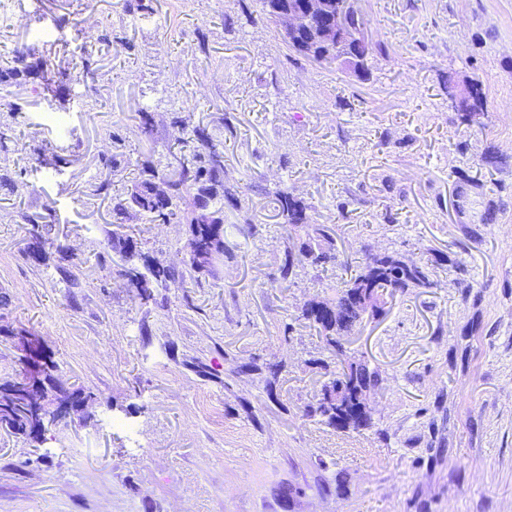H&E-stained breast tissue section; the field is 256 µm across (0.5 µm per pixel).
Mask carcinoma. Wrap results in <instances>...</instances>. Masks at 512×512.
I'll use <instances>...</instances> for the list:
<instances>
[{
    "instance_id": "cac0c4a2",
    "label": "carcinoma",
    "mask_w": 512,
    "mask_h": 512,
    "mask_svg": "<svg viewBox=\"0 0 512 512\" xmlns=\"http://www.w3.org/2000/svg\"><path fill=\"white\" fill-rule=\"evenodd\" d=\"M345 47L334 43L325 53L313 58L316 63L336 61L347 65ZM35 51L27 48L16 50L10 57L0 59V80L39 79V88L49 90L52 74H66V69H48V60L35 62L30 58ZM83 92L81 96L99 95L103 78L99 75L93 50H84L82 57ZM180 153L178 165L171 171L158 167L153 156L142 154L135 160L138 177L123 192L110 195L112 182L106 178L90 185L89 196L111 198L112 215L123 221L135 214L148 224H186L189 226V258L187 265L195 272L210 271L216 259L228 248L224 235V204H240L234 189L224 182V143L213 142L206 129L196 128L193 136L177 140ZM277 216L282 224L296 235V241L287 247L281 265L282 279H288L294 264L306 261L318 268H326L337 260L335 230L327 224L309 221L305 204L290 193H275ZM20 223L29 225L28 253L36 261H49L45 250L44 226L51 223L50 209L41 211L21 209L17 212ZM112 249L126 253L134 259L136 273L147 280L152 290L139 288L126 270L120 275L127 278L128 286L136 297L148 301L154 298L153 289L175 281L177 269L146 255L139 242L131 236L112 233ZM345 269H355L350 278L341 283L334 300L311 301L301 308V319L324 337L327 345L343 351L341 340L362 325L365 318L376 319L386 313L389 299L410 288H432L429 262H408L389 253L366 256L357 265L343 262ZM45 369L40 386L50 397L74 408L93 399V394L82 389L71 390L55 379L56 362L47 347H42ZM378 382V373L362 362L344 363L334 377L323 385L316 400L305 408V415L340 431H355L369 425L370 416L359 410L357 391L370 390ZM28 388L25 372L13 378L0 379V422L4 431L23 439L32 448L44 441L45 432L27 399Z\"/></svg>"
}]
</instances>
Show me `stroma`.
I'll return each instance as SVG.
<instances>
[{
    "label": "stroma",
    "instance_id": "stroma-1",
    "mask_svg": "<svg viewBox=\"0 0 512 512\" xmlns=\"http://www.w3.org/2000/svg\"><path fill=\"white\" fill-rule=\"evenodd\" d=\"M152 7L0 0V56L56 40L67 69L54 95L0 85V102L23 107L0 112L15 143L0 165L18 174L0 190V325L14 331L0 336V376L20 371L18 336L33 332L56 378L96 397L41 447L0 434V512H512V198L484 223L488 196L457 176L512 184V0H358L367 81L290 53L259 0ZM62 15L75 24L60 32ZM109 26L103 90L81 97L82 50ZM467 84L484 98L469 128L448 96ZM224 122V180L243 207L224 212L230 253L212 271L187 266L186 225H117L111 203L89 196L107 176L122 192L139 153L174 166L184 129ZM114 132L125 148L110 171ZM488 147L503 160L492 172L479 161ZM281 189L333 225L341 257L435 261L434 287L398 295L344 341L380 376L371 429L303 414L336 359L295 318L346 272L298 263L282 287ZM18 204L52 207L45 236L61 251L49 264L29 257ZM116 231L182 280L140 303ZM252 361L282 365L273 390Z\"/></svg>",
    "mask_w": 512,
    "mask_h": 512
}]
</instances>
